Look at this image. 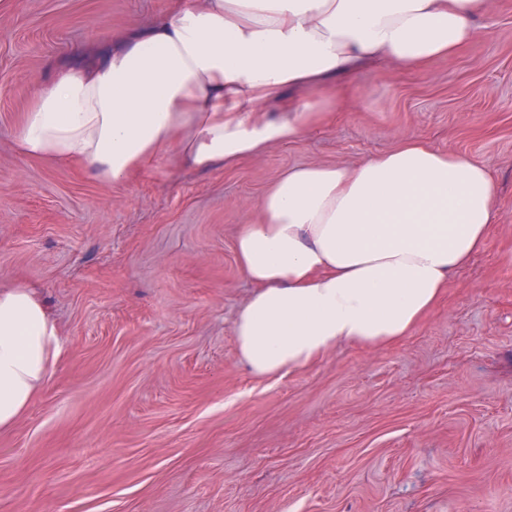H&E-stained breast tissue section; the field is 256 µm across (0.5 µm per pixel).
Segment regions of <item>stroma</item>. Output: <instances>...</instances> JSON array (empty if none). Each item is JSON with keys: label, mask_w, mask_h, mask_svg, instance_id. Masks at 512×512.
<instances>
[{"label": "stroma", "mask_w": 512, "mask_h": 512, "mask_svg": "<svg viewBox=\"0 0 512 512\" xmlns=\"http://www.w3.org/2000/svg\"><path fill=\"white\" fill-rule=\"evenodd\" d=\"M172 0H0V287H35L62 352L0 429V512H512V0L421 72L336 81L331 123L209 173L156 156L108 186L21 156L59 59ZM404 136L488 161L484 248L407 336L259 379L232 333L241 225L291 167H351Z\"/></svg>", "instance_id": "35a3bbf8"}]
</instances>
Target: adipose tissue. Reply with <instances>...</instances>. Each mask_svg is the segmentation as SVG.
I'll use <instances>...</instances> for the list:
<instances>
[{
    "label": "adipose tissue",
    "mask_w": 512,
    "mask_h": 512,
    "mask_svg": "<svg viewBox=\"0 0 512 512\" xmlns=\"http://www.w3.org/2000/svg\"><path fill=\"white\" fill-rule=\"evenodd\" d=\"M488 0H177L163 19L38 85L20 154L122 184L166 152L206 173L328 124L316 89L377 62L412 71L492 29ZM488 162L421 138L352 168L277 177L235 240L253 293L233 323L240 360L283 376L343 344L409 336L498 214ZM61 353L33 287L0 289V428L46 384Z\"/></svg>",
    "instance_id": "1"
}]
</instances>
